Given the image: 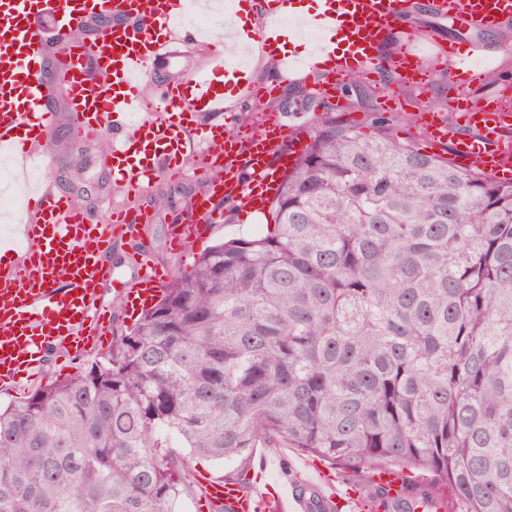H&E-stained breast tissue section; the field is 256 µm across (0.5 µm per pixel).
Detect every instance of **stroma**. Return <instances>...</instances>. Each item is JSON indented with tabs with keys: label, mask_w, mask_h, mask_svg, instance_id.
<instances>
[{
	"label": "stroma",
	"mask_w": 512,
	"mask_h": 512,
	"mask_svg": "<svg viewBox=\"0 0 512 512\" xmlns=\"http://www.w3.org/2000/svg\"><path fill=\"white\" fill-rule=\"evenodd\" d=\"M413 10L397 25L386 41L383 54L396 57L409 33L433 32L441 44H454L466 48L469 41L483 43L487 52L496 58L497 69L494 82L477 78L468 93L474 104H484L487 96L512 88V23L485 32L467 30L452 16L437 13L433 0H414ZM176 55L171 60L154 63L144 79L145 96L153 98L158 88L168 81L207 73L210 63L199 45L181 43L175 47ZM262 75L276 82L279 89L273 99L246 108L249 125L264 121L266 114L281 113L289 125L309 128L317 115L318 105L325 98L318 92V77L307 72L295 78L281 74L277 66H266ZM43 79L53 89V107L58 114V125L43 148L45 163L41 168V185L70 196L77 204L91 211L96 217H104L109 204L122 202L110 173L100 163L101 152L96 142L75 140L66 130L67 111L65 91L53 64H46ZM339 95L345 107L337 111L336 118L343 123H356L361 132L371 130L374 117L382 115L394 123L396 136L411 143L421 151H432L426 139V130L419 121L424 112L443 113L447 123L460 128L456 113L448 109V68L433 66L428 72L426 88H418L402 82L395 70L382 73L380 79L361 74L359 80L350 76L336 79ZM211 179L210 172L197 168L194 161H186L179 178L157 177L148 193L140 198L152 220L144 227V234L152 246L156 264L171 267L175 271L190 269L194 254L200 253L225 238L237 237L260 231L261 221L240 214L228 207L224 210V221L215 225L210 234L195 242L189 257L180 259L172 254L169 233L172 224L188 214L192 198L203 193ZM167 198V207H159L158 198ZM107 352L88 349L74 353L47 352L42 373L36 386L76 373L92 361L107 359Z\"/></svg>",
	"instance_id": "stroma-1"
}]
</instances>
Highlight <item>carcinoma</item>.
Instances as JSON below:
<instances>
[{"mask_svg": "<svg viewBox=\"0 0 512 512\" xmlns=\"http://www.w3.org/2000/svg\"><path fill=\"white\" fill-rule=\"evenodd\" d=\"M257 236L172 276L112 355L0 406V512H178L197 457L387 462L512 512V182L316 117Z\"/></svg>", "mask_w": 512, "mask_h": 512, "instance_id": "1", "label": "carcinoma"}]
</instances>
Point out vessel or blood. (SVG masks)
<instances>
[{
	"instance_id": "obj_1",
	"label": "vessel or blood",
	"mask_w": 512,
	"mask_h": 512,
	"mask_svg": "<svg viewBox=\"0 0 512 512\" xmlns=\"http://www.w3.org/2000/svg\"><path fill=\"white\" fill-rule=\"evenodd\" d=\"M266 25L254 39L262 53L274 55L288 76L315 69L328 77L367 71L380 75L416 58L417 40L430 44L435 64L449 62L448 89L464 96L476 73L470 65L478 44L466 52L447 53L432 35H409L399 59L379 54L387 28L402 22L413 0H322L311 25L322 40L305 57L277 54L282 16L292 0H278ZM436 9L454 14L472 31L498 27L512 18V0H437ZM181 0H0V152L20 163L33 159L27 141L43 143L55 128L56 114L49 87L41 74L50 40L41 23L50 16L57 27L79 30L94 26L91 41L72 40L54 63L63 75L69 130L81 139L112 132L102 157L126 195L145 193L152 176L179 175L185 160L217 172L207 190L191 203L194 224L174 226L170 248L185 257L189 245L214 225L223 223L221 202L230 201L241 213L267 211L282 175L306 146L305 130L284 124L270 114L261 140L244 139L223 127H198L201 112L224 111L235 124L239 107L273 98L277 87L247 73L231 93L217 78L198 76L165 84L159 94L162 113L149 112L143 80L159 58L170 56L169 45L180 32ZM473 135H454L441 113L426 123L428 137L447 144L455 165L475 168L503 181L512 180V117L500 112L463 115ZM147 210L113 209L108 223H99L88 210L67 196L38 188L20 230L0 232V386L14 387L26 369L41 365L48 349L80 348L95 336L109 333V320L100 302L101 288L119 281L127 310L152 303L172 276L171 268L150 260L151 245L141 236ZM118 239L134 241V271L117 277L107 256ZM323 488L309 495L297 478L286 489L268 496L259 486L234 481L211 483L207 498L223 503L226 512H356L360 493L340 488L336 478L323 476ZM373 491L386 512H446L439 492L423 488L407 492L401 473L379 469Z\"/></svg>"
}]
</instances>
